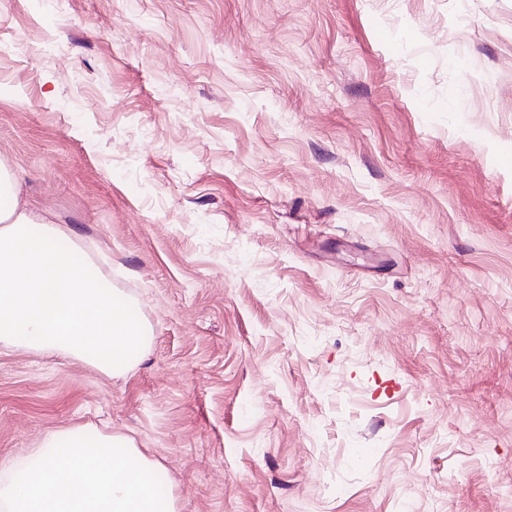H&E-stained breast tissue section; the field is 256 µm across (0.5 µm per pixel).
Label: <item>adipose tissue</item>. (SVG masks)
Returning a JSON list of instances; mask_svg holds the SVG:
<instances>
[{"label": "adipose tissue", "mask_w": 512, "mask_h": 512, "mask_svg": "<svg viewBox=\"0 0 512 512\" xmlns=\"http://www.w3.org/2000/svg\"><path fill=\"white\" fill-rule=\"evenodd\" d=\"M78 251L76 234L48 223L0 164V347L123 373L148 351L151 329L92 259L76 261Z\"/></svg>", "instance_id": "obj_1"}]
</instances>
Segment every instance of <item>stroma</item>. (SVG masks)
Returning a JSON list of instances; mask_svg holds the SVG:
<instances>
[{"mask_svg": "<svg viewBox=\"0 0 512 512\" xmlns=\"http://www.w3.org/2000/svg\"><path fill=\"white\" fill-rule=\"evenodd\" d=\"M0 161L152 331L0 350V456L132 436L178 512H512V0H0Z\"/></svg>", "mask_w": 512, "mask_h": 512, "instance_id": "35a3bbf8", "label": "stroma"}]
</instances>
